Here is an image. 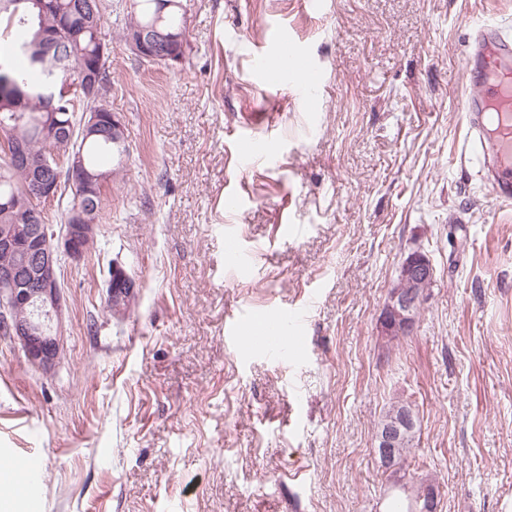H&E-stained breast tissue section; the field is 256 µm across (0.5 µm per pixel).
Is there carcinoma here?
Here are the masks:
<instances>
[{
    "mask_svg": "<svg viewBox=\"0 0 512 512\" xmlns=\"http://www.w3.org/2000/svg\"><path fill=\"white\" fill-rule=\"evenodd\" d=\"M99 0H52V8L43 12L35 0H0V38L11 42L14 55L26 61V68L13 63L0 62V197L25 192L34 198L25 209H0V227L17 229L26 224H45L47 218L41 207L42 200L35 195V186L29 182L31 173L13 169L7 162L12 139H24L34 156L56 149L59 163L47 176L58 181V205L63 207L64 223H73L72 211L77 197H82L79 184H69V170L74 158H79L83 172L90 175L105 174L112 179L114 170H105V161L122 166L129 158L125 131L92 133L82 129V118L77 116L76 103L89 107L86 91L61 94L65 76L94 78L111 85L106 67L107 57L98 55V41L106 37L104 14L106 8L98 6ZM67 21L76 38L63 44L42 62L34 61L46 33L58 23ZM186 28L183 0H137L134 10L127 12L121 38L128 37L135 29H157L164 33H179ZM57 113L59 120L72 121L73 142L62 143L58 138L57 123L50 113ZM103 183L97 191L82 197V203L98 218L103 208Z\"/></svg>",
    "mask_w": 512,
    "mask_h": 512,
    "instance_id": "cac0c4a2",
    "label": "carcinoma"
}]
</instances>
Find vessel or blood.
Instances as JSON below:
<instances>
[{
	"mask_svg": "<svg viewBox=\"0 0 512 512\" xmlns=\"http://www.w3.org/2000/svg\"><path fill=\"white\" fill-rule=\"evenodd\" d=\"M469 94L462 97L465 145L482 162L485 187L512 206V29L475 21L466 63Z\"/></svg>",
	"mask_w": 512,
	"mask_h": 512,
	"instance_id": "vessel-or-blood-1",
	"label": "vessel or blood"
}]
</instances>
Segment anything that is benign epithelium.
<instances>
[{"instance_id": "obj_1", "label": "benign epithelium", "mask_w": 512, "mask_h": 512, "mask_svg": "<svg viewBox=\"0 0 512 512\" xmlns=\"http://www.w3.org/2000/svg\"><path fill=\"white\" fill-rule=\"evenodd\" d=\"M130 49L151 63L179 62L177 47L158 49L145 34L129 43ZM97 107L82 118L85 127L98 125L101 116L111 111L108 98L93 90ZM13 168L28 166V145L15 140L10 152ZM93 224H64L54 230L48 224L27 228L28 255L23 264H0V325L20 345L25 358L35 368L49 372L63 354V294L57 271L65 260L78 261L94 239ZM435 268L423 252H410L402 261L397 282L383 303L380 335L389 338L409 334L425 302L423 287L434 280ZM136 282L121 267L112 266L109 297L113 312L125 313L135 299ZM417 421L410 408L395 409L384 417L375 433V448L388 477L390 489L408 485L400 465L403 448L415 443ZM413 512H440V491L433 480L413 494Z\"/></svg>"}]
</instances>
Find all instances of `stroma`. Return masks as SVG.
<instances>
[{
    "label": "stroma",
    "mask_w": 512,
    "mask_h": 512,
    "mask_svg": "<svg viewBox=\"0 0 512 512\" xmlns=\"http://www.w3.org/2000/svg\"><path fill=\"white\" fill-rule=\"evenodd\" d=\"M110 105L130 156L96 242L62 266L51 372L0 333L13 512H388L379 419L409 404L408 472L440 512H512V207L463 151L470 24L512 0H183L181 64L141 60L105 0ZM314 95L268 76L271 31ZM261 144L241 161L239 138ZM281 224L295 225L280 236ZM436 274L410 335L378 318L409 251ZM137 284L106 309L109 270ZM306 306L302 352L225 333Z\"/></svg>",
    "instance_id": "1"
}]
</instances>
